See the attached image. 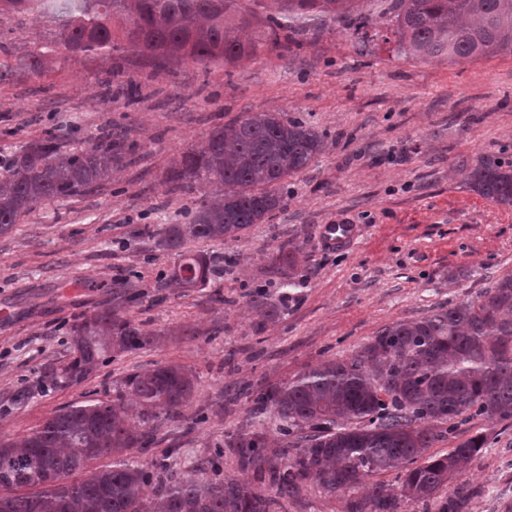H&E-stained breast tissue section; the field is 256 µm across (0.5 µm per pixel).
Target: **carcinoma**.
<instances>
[{"label": "carcinoma", "mask_w": 512, "mask_h": 512, "mask_svg": "<svg viewBox=\"0 0 512 512\" xmlns=\"http://www.w3.org/2000/svg\"><path fill=\"white\" fill-rule=\"evenodd\" d=\"M281 16L342 19L367 27L361 0H0V17L27 14L59 22V44L75 55L123 56L135 45L163 69L190 61L207 65L255 57L279 43L275 17L261 21L265 5ZM392 12L398 52L450 63L512 56V0H395ZM32 53L21 67L44 72L46 56ZM112 80L135 103L134 83L119 66ZM325 148V136L279 112H247L214 127L201 150L173 159L168 179L179 187L205 184L215 197L192 209L185 224L143 235L181 257L173 280L204 288L216 271L214 257L186 253L189 241L237 239L283 205L288 177L307 169ZM59 137L48 132L0 157V234L45 202L101 187L112 170L130 162L119 135H104L62 156ZM473 192L512 208V162L487 159L471 168ZM265 318L280 314L264 291L250 298ZM74 357L66 378L93 372L112 351L139 349L151 337L121 308L100 310L70 330ZM195 375L178 364L126 377L108 401L83 400L57 410L38 429L0 442V512H279L280 500L312 481L327 495L349 494L345 512H398V498L381 483L362 494L375 473L396 471L401 496L436 512H464L465 495L444 497L452 475L467 472L481 452L471 439L434 456L438 425L453 429L467 414L512 418V273L501 276L478 300L379 329L346 359L327 360L295 379L248 391L251 419L276 422L296 441L276 445L259 430L226 436L254 482L198 478L146 488L158 473L130 454L150 442L154 427L181 416ZM140 408L143 428L130 426L126 396Z\"/></svg>", "instance_id": "carcinoma-1"}]
</instances>
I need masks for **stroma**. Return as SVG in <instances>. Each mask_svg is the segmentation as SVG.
Listing matches in <instances>:
<instances>
[{
    "label": "stroma",
    "mask_w": 512,
    "mask_h": 512,
    "mask_svg": "<svg viewBox=\"0 0 512 512\" xmlns=\"http://www.w3.org/2000/svg\"><path fill=\"white\" fill-rule=\"evenodd\" d=\"M391 2H363L366 52L348 21L294 19L287 49L230 64L168 73L127 56L133 105L97 56L60 47L42 75L20 70L57 29L27 15L0 24V154L60 128L63 153L123 131L133 158L98 190L38 206L0 234V440L65 405L110 400L131 373L178 364L196 375L195 392L136 456L166 464L169 479L195 478L228 432L247 427L243 388L347 358L380 328L477 299L512 273V208L466 183L483 160L512 161V56L451 63L397 53ZM245 112L299 118L329 146L289 177L266 223L236 240L191 243L218 267L209 287L181 288L171 279L178 256L140 231L185 223L210 189L168 182L171 160ZM341 223L356 225L355 239L324 248L322 225ZM283 247L295 254L293 288L274 265ZM259 287L281 309L265 323L249 301ZM121 303L154 343L108 354L81 382L53 380L72 356L71 325ZM473 438L483 449L449 489H472L465 512H512V419L471 416L432 451Z\"/></svg>",
    "instance_id": "35a3bbf8"
}]
</instances>
